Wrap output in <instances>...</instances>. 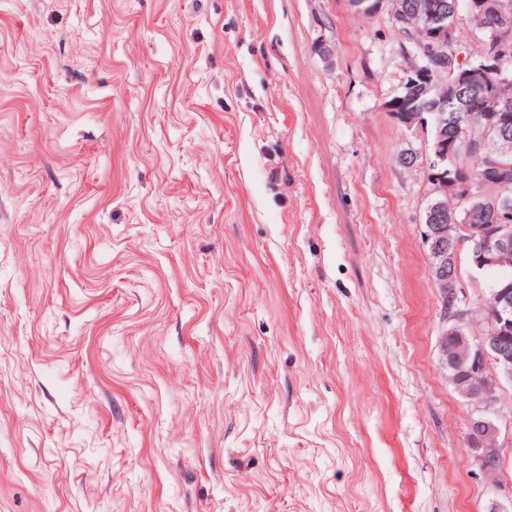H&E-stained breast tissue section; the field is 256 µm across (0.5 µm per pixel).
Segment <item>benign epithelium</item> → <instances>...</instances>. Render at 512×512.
<instances>
[{"label": "benign epithelium", "instance_id": "7a95c632", "mask_svg": "<svg viewBox=\"0 0 512 512\" xmlns=\"http://www.w3.org/2000/svg\"><path fill=\"white\" fill-rule=\"evenodd\" d=\"M461 12L484 22L502 13L500 0H415L398 17L402 29H424L431 53L413 59L404 69L396 94L386 110L406 130L422 132L419 101H430L433 164L425 168L427 203L421 222V237L427 248L431 281L441 303L444 328L438 339L440 365L448 382L469 406L467 442L479 451L476 463L487 483L500 485L503 476L500 429L495 406L504 385H512V280L503 278L489 289V296L472 302L460 285V250L472 242L468 262L479 273L512 270V200L502 199L494 207L497 224H476L482 211L484 182L462 178L448 168V156L464 147L497 159L489 177L504 181L507 166L499 163L512 154V104L483 115L485 135L480 141L448 139V128H459L468 113L478 108L482 91H499L512 83V55L504 51L495 31L484 25L478 30L479 58L462 65L463 54L454 47L446 23L447 10ZM471 202L462 215H448V194Z\"/></svg>", "mask_w": 512, "mask_h": 512}]
</instances>
